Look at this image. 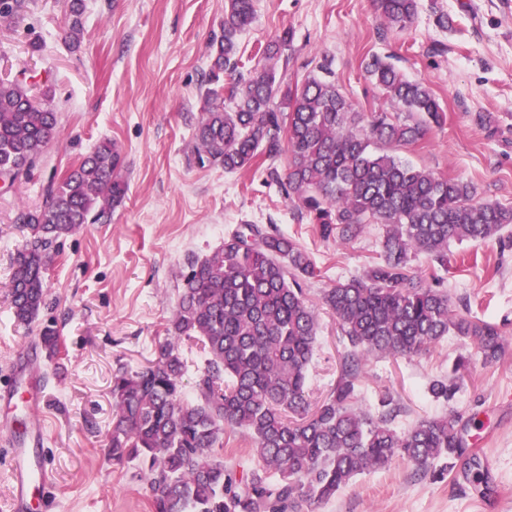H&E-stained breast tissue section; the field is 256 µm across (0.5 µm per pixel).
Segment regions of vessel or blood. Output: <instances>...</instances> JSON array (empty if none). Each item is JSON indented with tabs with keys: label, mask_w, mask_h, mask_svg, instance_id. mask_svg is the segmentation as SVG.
<instances>
[{
	"label": "vessel or blood",
	"mask_w": 512,
	"mask_h": 512,
	"mask_svg": "<svg viewBox=\"0 0 512 512\" xmlns=\"http://www.w3.org/2000/svg\"><path fill=\"white\" fill-rule=\"evenodd\" d=\"M37 368L23 378H12L0 387V401L23 410L22 418L10 420L8 468L12 481L13 512H41L50 478L40 453L46 440V422L40 413Z\"/></svg>",
	"instance_id": "1"
}]
</instances>
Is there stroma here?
Instances as JSON below:
<instances>
[{"label":"stroma","instance_id":"stroma-1","mask_svg":"<svg viewBox=\"0 0 512 512\" xmlns=\"http://www.w3.org/2000/svg\"><path fill=\"white\" fill-rule=\"evenodd\" d=\"M80 44H70L68 0H32L30 10L0 24V80L24 76L33 94L58 114V133L44 164L28 180L0 186V370L55 323L62 349L42 361L53 485L50 512H151L150 493L130 463L105 453L112 423V378L136 370L166 334L188 261L221 246L244 224L274 225L315 262L303 279L311 300L336 282L361 275L381 255L382 225L358 238L323 239L298 219L287 187L265 166L233 174L191 161L194 124L202 106L201 76L209 42L220 33L224 0H85ZM256 19L239 43L240 68L284 31L293 41L287 82L331 78L361 112L394 111L368 76L372 57L424 84L438 101L441 124L419 143L394 154L417 168L476 185L481 199L512 206V0H417L403 30L384 25L371 0H256ZM449 25H441V18ZM493 116L478 124V113ZM115 142L129 183L127 196L105 223L84 225L62 239L47 278L48 306L20 325L9 311L10 258L23 236L14 223L21 206L43 201L48 171L64 172L102 140ZM444 286L454 311L504 325L500 359L485 360L451 336L413 357H379L363 364L359 404L379 412L383 394L401 408L405 430L418 419L456 415L479 464L417 475L412 464L355 478L332 499L302 512H512V240L450 247ZM319 330L310 388L322 397L336 379L341 347L336 321L318 310ZM472 378L449 403L426 392L458 357Z\"/></svg>","mask_w":512,"mask_h":512}]
</instances>
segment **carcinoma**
Listing matches in <instances>:
<instances>
[{"label": "carcinoma", "instance_id": "obj_1", "mask_svg": "<svg viewBox=\"0 0 512 512\" xmlns=\"http://www.w3.org/2000/svg\"><path fill=\"white\" fill-rule=\"evenodd\" d=\"M29 5L0 0V22ZM373 7L384 24L402 30L417 3L373 0ZM83 13L82 0H69L74 44L83 35ZM254 19V0H225L221 34L209 45L211 67L201 79L206 91L192 159L233 173L260 157L287 155L288 198L321 237L351 241L366 225L381 224L383 255L361 276L322 292L343 352L336 380L315 403L309 372L318 315L298 282L316 276L307 252L274 229L248 225L225 236L209 256L189 261L167 336L145 365L119 371L112 381L107 455L136 465L153 512H300L302 504L327 501L355 477L397 460L423 476L440 459L451 469L471 458L458 419L426 417L399 431L392 422L400 407L391 398L381 401L378 416L364 411L358 404L363 362L413 356L450 335L493 360L506 342L498 325L451 310L438 271L448 270L452 243L501 238L512 224V206L478 201L470 182L370 150L422 141L442 121L432 92L378 57L367 72L401 114L359 112L325 78L290 85L276 70L292 43L289 32L258 51L261 63L239 74V39ZM234 72L237 77L224 83V74ZM57 128V113L30 94L25 80L0 81V177L12 183L28 178ZM127 192L120 151L106 139L65 174L52 175L42 205L18 209L15 223L26 242L12 264L16 322H33L46 305L53 244L108 219ZM419 252L432 262L426 276L411 266ZM40 341L48 359L59 355L55 326H45ZM185 342L205 355L192 398L184 392ZM468 376V362L459 357L452 378L432 381L428 393L448 402ZM235 430L251 437L255 454V466L241 473L224 465V434Z\"/></svg>", "mask_w": 512, "mask_h": 512}]
</instances>
